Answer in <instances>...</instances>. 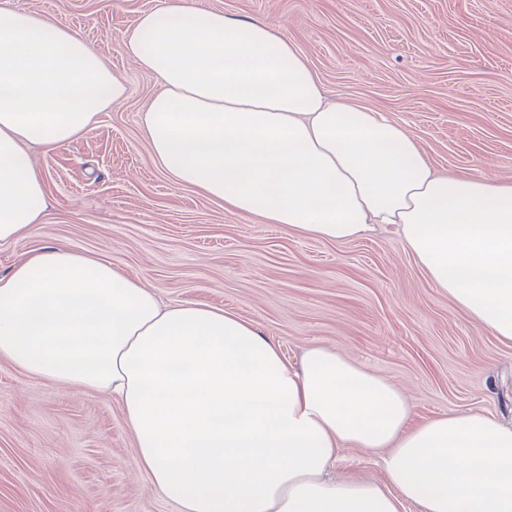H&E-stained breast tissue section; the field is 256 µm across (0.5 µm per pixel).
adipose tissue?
Wrapping results in <instances>:
<instances>
[{
	"label": "adipose tissue",
	"instance_id": "adipose-tissue-1",
	"mask_svg": "<svg viewBox=\"0 0 512 512\" xmlns=\"http://www.w3.org/2000/svg\"><path fill=\"white\" fill-rule=\"evenodd\" d=\"M162 89L143 112L154 161L225 211L346 242L392 224L435 287L512 342V181L442 176L372 107L328 100L261 17L165 0L121 37ZM126 83L79 33L0 7V242L40 223L30 151L81 138ZM121 407L139 467L180 512H512V426L457 411L410 426L406 395L336 350L280 346L199 301L66 247L0 276V359ZM383 450V480H336L343 445Z\"/></svg>",
	"mask_w": 512,
	"mask_h": 512
}]
</instances>
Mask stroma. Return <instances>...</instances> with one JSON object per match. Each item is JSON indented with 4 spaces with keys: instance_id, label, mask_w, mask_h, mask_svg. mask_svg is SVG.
I'll return each mask as SVG.
<instances>
[{
    "instance_id": "35a3bbf8",
    "label": "stroma",
    "mask_w": 512,
    "mask_h": 512,
    "mask_svg": "<svg viewBox=\"0 0 512 512\" xmlns=\"http://www.w3.org/2000/svg\"><path fill=\"white\" fill-rule=\"evenodd\" d=\"M80 33L127 86L82 139L37 150L49 206L0 243V276L66 246L109 261L163 303L234 311L297 362L336 349L402 390L412 425L474 410L512 424V343L436 288L397 234L345 243L233 215L155 163L141 115L157 80L121 37L163 0H7ZM265 18L309 60L330 99L386 112L446 175L512 180V0H196ZM337 479L383 477L380 455L344 446ZM0 512H179L137 466L110 397L29 376L0 359Z\"/></svg>"
}]
</instances>
